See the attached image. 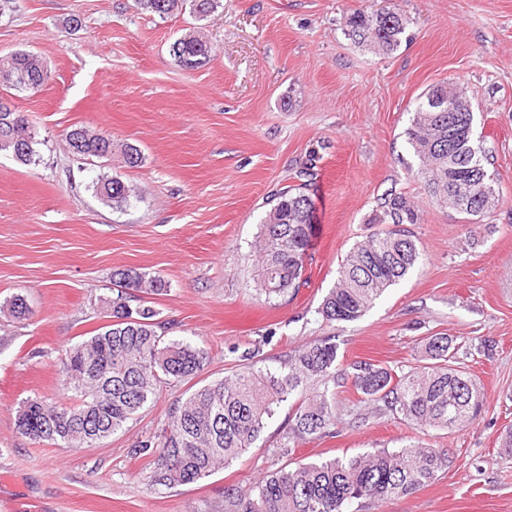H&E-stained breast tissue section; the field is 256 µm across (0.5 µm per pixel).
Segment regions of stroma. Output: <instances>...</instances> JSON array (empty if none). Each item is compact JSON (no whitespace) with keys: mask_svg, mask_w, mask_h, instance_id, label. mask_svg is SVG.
<instances>
[{"mask_svg":"<svg viewBox=\"0 0 512 512\" xmlns=\"http://www.w3.org/2000/svg\"><path fill=\"white\" fill-rule=\"evenodd\" d=\"M399 8L400 47L383 55L343 33L347 12ZM201 27L210 63L180 67L176 38ZM27 49L49 81L11 101L39 141L40 161L0 156V512H222L224 492L301 462L410 444L443 448L449 466L379 512H512V458L496 453L512 426V0H224L197 23L138 11L133 0H19L0 16V55ZM451 83L471 100L477 140L492 158L499 205L462 220L418 180L405 134L418 97ZM74 126L137 146L141 166L73 156ZM137 185L124 212L94 197L101 174ZM307 183L314 231L307 285L271 298L256 284L260 224L287 186ZM390 192L410 197L421 262L353 322L329 323L318 308L342 259L365 241ZM163 279L141 295L172 335L203 349V370L163 385L137 419L91 448H60L22 435L29 398L68 402L67 349L107 322L101 299L112 272ZM27 297L32 314L5 302ZM464 344V362L484 393L472 423L423 429L354 387L336 390L335 437L283 446L282 404L253 448L205 479L149 488L158 438L177 400L242 368H280L286 355L335 337L338 363L416 365L423 337ZM492 352H483L482 342Z\"/></svg>","mask_w":512,"mask_h":512,"instance_id":"35a3bbf8","label":"stroma"}]
</instances>
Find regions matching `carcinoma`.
Listing matches in <instances>:
<instances>
[{
    "mask_svg": "<svg viewBox=\"0 0 512 512\" xmlns=\"http://www.w3.org/2000/svg\"><path fill=\"white\" fill-rule=\"evenodd\" d=\"M135 7L166 19L187 10L208 21L224 9L223 0H134ZM345 35L380 54L397 50L406 19L396 8L357 10L344 18ZM170 55L182 66L207 65L212 48L195 33L175 39ZM48 69L36 54L15 50L0 56V88L35 93ZM461 93L446 84L429 88L417 101L409 143L421 161L417 172L428 192L449 210L467 219L495 205L494 174L484 149L468 135L467 106ZM457 103L454 112H435L430 99ZM71 151L87 159L112 160L138 167L143 155L130 143L83 126L66 134ZM37 140L23 113L0 109V154L31 165L37 162ZM94 196L114 210H125L140 198L138 187L117 176L101 175L92 183ZM471 199V210L456 208L459 197ZM315 202L307 185L283 193L266 214L258 237L257 281L269 296L298 292L307 284L304 258L314 230ZM418 210L401 193H388L370 220L382 228L346 255L336 285L324 297L318 313L323 320L352 322L362 317L385 290L402 280L422 258L414 235L404 228L416 224ZM115 293L103 304L112 324L69 349L62 377L75 390L70 404L30 398L18 411L16 426L36 442L62 447H91L123 429L156 394L161 385L193 378L204 368L206 353L184 338L166 335V326L150 306H131L136 292L160 294L164 280L133 269H117ZM9 311L19 320L31 314L27 299L15 295ZM462 346L440 334L425 338L423 353L431 365L407 372L370 362L337 369L335 337L309 342L288 355L284 369L255 371L247 365L230 380L198 387L177 402L168 427L158 440L139 444L155 449L150 475L153 488H172L206 478L239 458L260 438L266 422L281 403L302 395L291 415L284 447L295 448L310 436L332 435L336 420L335 385L349 382L364 399L383 405L421 427L450 430L471 423L483 407L478 384L456 366ZM322 381V390L303 395L309 380ZM447 453L410 444L399 450L379 448L349 457L321 459L280 469L263 477L246 493L224 492V512H362L364 505L380 507L389 499L408 495L434 480L447 468Z\"/></svg>",
    "mask_w": 512,
    "mask_h": 512,
    "instance_id": "obj_1",
    "label": "carcinoma"
}]
</instances>
